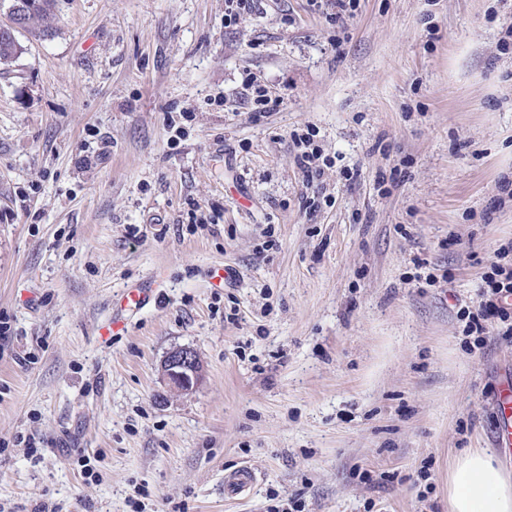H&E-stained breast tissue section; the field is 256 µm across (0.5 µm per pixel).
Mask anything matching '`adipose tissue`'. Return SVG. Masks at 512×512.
Instances as JSON below:
<instances>
[{
	"mask_svg": "<svg viewBox=\"0 0 512 512\" xmlns=\"http://www.w3.org/2000/svg\"><path fill=\"white\" fill-rule=\"evenodd\" d=\"M448 512H512V479L494 450L470 448L448 465Z\"/></svg>",
	"mask_w": 512,
	"mask_h": 512,
	"instance_id": "ef3b65f1",
	"label": "adipose tissue"
}]
</instances>
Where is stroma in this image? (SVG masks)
I'll return each mask as SVG.
<instances>
[{
	"instance_id": "stroma-1",
	"label": "stroma",
	"mask_w": 512,
	"mask_h": 512,
	"mask_svg": "<svg viewBox=\"0 0 512 512\" xmlns=\"http://www.w3.org/2000/svg\"><path fill=\"white\" fill-rule=\"evenodd\" d=\"M57 0L0 65L6 512H448L512 338V0ZM284 102L255 115L243 82ZM331 164L305 181L290 138ZM214 216L193 226L194 207ZM226 268L223 285L213 272ZM157 294L116 336L121 291ZM203 377L168 388L166 353ZM93 474H84L81 457ZM247 466L249 497L224 495ZM481 278V299L476 314L468 306L459 312L467 320L464 329L467 336H476L477 345L484 346L487 339L484 335L492 321L505 328L501 336L512 335V305L504 302V298L512 295V265H491ZM161 372L172 389L192 390L202 378V363L197 353L189 347H175L167 352Z\"/></svg>"
}]
</instances>
